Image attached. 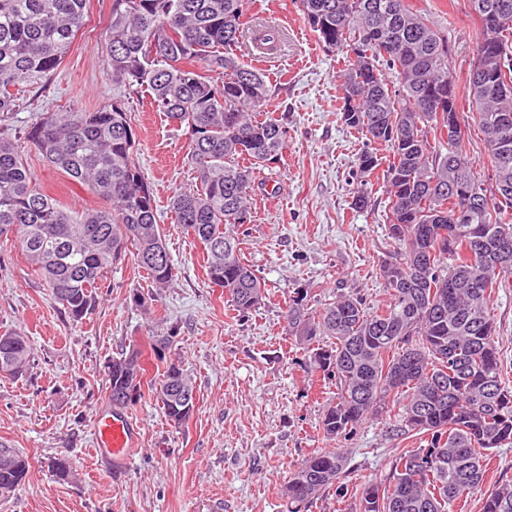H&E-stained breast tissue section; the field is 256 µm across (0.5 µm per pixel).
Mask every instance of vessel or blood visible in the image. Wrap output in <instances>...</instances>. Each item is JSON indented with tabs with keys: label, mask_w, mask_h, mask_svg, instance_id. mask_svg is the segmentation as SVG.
Instances as JSON below:
<instances>
[{
	"label": "vessel or blood",
	"mask_w": 512,
	"mask_h": 512,
	"mask_svg": "<svg viewBox=\"0 0 512 512\" xmlns=\"http://www.w3.org/2000/svg\"><path fill=\"white\" fill-rule=\"evenodd\" d=\"M94 437L100 462L125 464L139 445L140 425L126 410H102L96 416Z\"/></svg>",
	"instance_id": "obj_1"
}]
</instances>
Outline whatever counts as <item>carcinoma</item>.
Here are the masks:
<instances>
[{
  "label": "carcinoma",
  "instance_id": "obj_1",
  "mask_svg": "<svg viewBox=\"0 0 512 512\" xmlns=\"http://www.w3.org/2000/svg\"><path fill=\"white\" fill-rule=\"evenodd\" d=\"M86 2L0 0L1 113L14 111L17 84L57 73ZM470 2L482 37L466 84L491 191L463 153L462 129L445 136L448 116L458 114L448 43L406 0H299L320 42L348 62L339 112L366 139L356 174L370 176L383 164L380 152L390 155L383 175L395 250L380 267L386 304L373 310L338 294L317 311L300 289L285 311L288 335L336 386L321 419L326 439H347L385 415L397 437H424L426 447L397 449L392 477L353 486L341 481V449L318 450L289 476L288 512H308L329 493L357 501L355 512H450L482 487L487 452L512 445V388L492 312V293L512 276V0ZM246 3L112 0L107 26L112 79L148 93L185 130L199 187L173 197L175 221L202 244L208 280L242 318L263 303L265 287L240 257L237 229L251 218L255 170L280 164L288 134L285 115L259 112L270 99L265 75L238 61ZM251 35L269 51L283 39L274 27ZM131 116L120 99L94 112H49L28 129L49 164L104 202L82 211L45 194L22 146L0 137V239L21 248L74 320L95 306L100 281L129 253L155 287L174 277L153 192L134 159ZM29 368L25 338L1 332L0 375L19 378ZM142 375L139 352L112 360V405L135 400ZM155 395L173 424L190 418L193 390L180 365L170 363ZM18 470L29 473L28 456L0 441V500L20 487ZM483 512H512L511 481L485 493Z\"/></svg>",
  "mask_w": 512,
  "mask_h": 512
}]
</instances>
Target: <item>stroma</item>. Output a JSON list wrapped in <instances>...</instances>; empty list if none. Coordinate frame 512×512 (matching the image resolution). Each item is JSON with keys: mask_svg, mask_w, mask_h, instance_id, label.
I'll return each mask as SVG.
<instances>
[{"mask_svg": "<svg viewBox=\"0 0 512 512\" xmlns=\"http://www.w3.org/2000/svg\"><path fill=\"white\" fill-rule=\"evenodd\" d=\"M407 3L447 39L449 73L464 85L481 33L469 0ZM111 11L112 0H87L84 24L57 75L42 86L20 85L18 109L0 122V134L14 138L46 113L92 112L126 97L106 54ZM247 17L285 35L273 58L255 57L248 47L237 52L241 63L266 75L270 109L288 113L281 164L255 173L278 191L256 195L251 220L239 230L241 256L264 283L266 300L240 319L228 294L208 281L201 246L176 224L170 206L196 183L187 140L149 99L131 100L135 160L153 189L175 276L155 287L126 256L102 281L94 309L76 321L17 246L0 243V331H20L31 348L27 376L0 377V441L30 462L25 484L0 500V512H288L282 490L291 472L328 445L320 424L336 388L289 336L283 312L299 288L307 289L314 309L341 293L363 296L373 308L386 303L380 266L394 251L387 187L382 174L365 184L354 175L363 140L339 119L343 55L324 47L297 0H252ZM458 108L463 149L477 175L491 180L467 96H459ZM25 151L46 194L74 210L100 207L99 198L34 146ZM361 189L371 203L357 210L352 200ZM137 293L145 304L134 302ZM135 349L146 385L127 410L141 425L140 446L128 465L104 469L95 458L94 419L109 406L107 366ZM172 363L194 392V411L179 426L153 389ZM335 445L347 457L346 482L355 484L388 476L399 442L384 421L373 420ZM62 455L73 481L52 471ZM505 481H512V448L490 454L482 490L454 512H482L484 492Z\"/></svg>", "mask_w": 512, "mask_h": 512, "instance_id": "stroma-1", "label": "stroma"}]
</instances>
